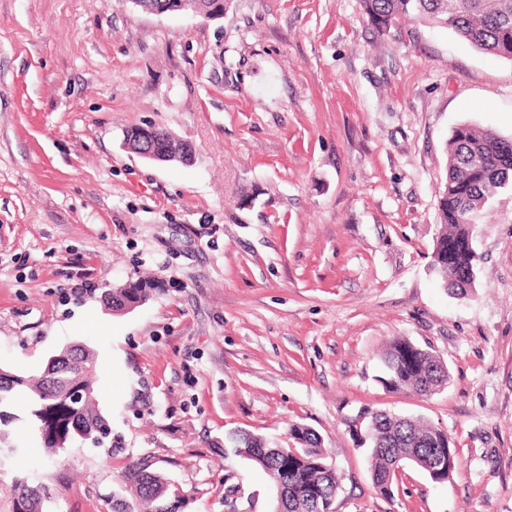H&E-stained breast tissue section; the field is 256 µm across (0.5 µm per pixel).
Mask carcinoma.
<instances>
[{"label": "carcinoma", "mask_w": 512, "mask_h": 512, "mask_svg": "<svg viewBox=\"0 0 512 512\" xmlns=\"http://www.w3.org/2000/svg\"><path fill=\"white\" fill-rule=\"evenodd\" d=\"M368 20L378 32L389 30L402 18L428 19L442 24L474 48L512 61V0H362ZM167 130L154 133L147 126L126 130L130 148L151 143L164 149ZM447 173L437 188L440 228L434 248L453 243L450 276L442 279L456 295L473 291L477 254L470 225L499 189L512 184V138L468 124L454 128L446 145ZM145 288H113L104 294L105 308L112 312L145 304L162 284L146 277ZM386 366L384 384L392 390L420 391L431 383L440 389L448 384L446 363L432 352L398 338L382 356ZM97 354L84 342H75L52 354L41 375L31 376L0 367V464L22 453L14 424L20 421L10 411L12 397L27 393L32 406L27 423L32 438L54 463L65 464L64 452L74 439L102 446L112 436L107 418L97 400L95 384ZM369 472L375 489L384 497L394 496L399 473L397 460L409 461L432 481L452 478L457 450L448 431L422 417L398 415L386 410L370 413ZM300 440L298 452L290 453L264 435L235 431L224 447L235 457L250 461L270 479L274 497L272 512H300L298 505L315 502L320 512H333L341 488V476L327 467L321 440L300 425L290 429ZM448 457V469L434 471L439 456ZM14 512H44L45 490L26 480L15 482ZM111 512H177L181 501L169 498L166 476L147 463L131 465L119 476V486L110 497Z\"/></svg>", "instance_id": "cac0c4a2"}]
</instances>
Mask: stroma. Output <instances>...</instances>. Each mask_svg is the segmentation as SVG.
Here are the masks:
<instances>
[{
	"label": "stroma",
	"mask_w": 512,
	"mask_h": 512,
	"mask_svg": "<svg viewBox=\"0 0 512 512\" xmlns=\"http://www.w3.org/2000/svg\"><path fill=\"white\" fill-rule=\"evenodd\" d=\"M512 137V62L424 20L378 34L361 0H226L222 19L125 0H0V366L35 375L62 346L98 355L112 449L73 441L0 467L45 512H105L153 464L180 512H268L272 487L224 437L314 430L342 476L335 512H512V187L473 224L476 287L432 270L454 127ZM189 143L146 160L126 129ZM151 274L126 313L104 292ZM406 337L450 379L393 391L380 354ZM448 431L445 483L407 466L372 484L366 414Z\"/></svg>",
	"instance_id": "stroma-1"
}]
</instances>
